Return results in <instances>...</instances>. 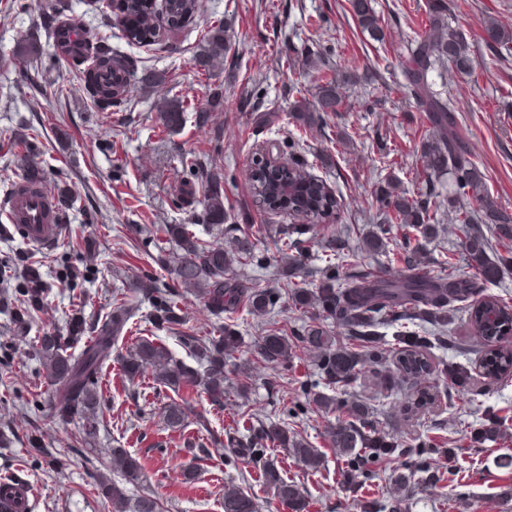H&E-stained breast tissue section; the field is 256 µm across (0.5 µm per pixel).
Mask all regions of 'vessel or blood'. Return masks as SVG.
<instances>
[{
  "label": "vessel or blood",
  "mask_w": 512,
  "mask_h": 512,
  "mask_svg": "<svg viewBox=\"0 0 512 512\" xmlns=\"http://www.w3.org/2000/svg\"><path fill=\"white\" fill-rule=\"evenodd\" d=\"M22 189L14 190L4 215L10 226L21 228L27 240L49 247L60 238L61 225L47 210L48 200L42 191L46 178L39 166H29Z\"/></svg>",
  "instance_id": "b4317fda"
}]
</instances>
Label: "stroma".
Returning a JSON list of instances; mask_svg holds the SVG:
<instances>
[{"label": "stroma", "instance_id": "obj_1", "mask_svg": "<svg viewBox=\"0 0 512 512\" xmlns=\"http://www.w3.org/2000/svg\"><path fill=\"white\" fill-rule=\"evenodd\" d=\"M64 2L67 17L81 23L90 39L107 40L115 57L132 64L133 73L124 95L104 112L86 93L42 96L40 89L48 84L79 86L82 69L56 56L51 33L41 25L46 0H0V168L8 170L0 175V195L34 163L42 167L49 187L68 186L76 198L54 249L18 235H0V262L23 251L52 272L62 258L77 260L78 234L95 240L102 272L82 285L85 318L107 313L116 294L137 307V330L118 342L117 353L149 337L163 342L176 359L191 360L173 333L149 323V304L133 290L129 262L136 254L158 288L173 284L177 248L171 242L155 247L148 225L185 224L211 244L230 238L231 226L254 225L253 248L268 262L241 274L287 291L288 280L275 260L274 229L289 218L255 202L245 171L256 152L270 148L280 159H301L326 182L341 198L342 209L325 235L340 239L357 267L377 273H394L398 266L391 253L372 252L363 244L381 219L376 188L392 182L408 198L428 195L439 203L454 190L450 177L431 181L421 172L426 126L405 87V56L422 29L426 0H371L384 30L380 41L362 32L350 0H202L188 23L149 48L132 44L107 19L101 0ZM448 8L453 26L469 37L476 66L460 75L439 65L428 79L454 102L488 197L512 214V48L500 47L485 34L493 18L512 27V0H448ZM218 21L230 37L228 50L200 66L207 33ZM30 38L38 41V57L23 51ZM286 55L294 59L293 69L281 66L279 59ZM330 74L341 82L342 107L325 115L322 124L300 127L292 118L294 104L316 103L318 88ZM214 96L219 104L208 109L207 125H200L199 112ZM162 100L181 114L174 127L163 124ZM190 159L223 173L226 230L199 222L191 208L179 204L184 163ZM161 251L167 258L163 265L154 261ZM72 294L68 285L54 282L47 310L33 316L31 336L64 328L73 311ZM233 321L244 341L234 364L253 374L246 406L261 420L281 419L286 408L302 400L303 385L318 383L317 369L303 350L283 366L262 362L254 353L260 334L255 319L242 310ZM453 329L457 348L433 350L435 364L474 369L479 355L463 316H456ZM115 373L108 368L109 386L97 391L111 415L100 423L95 445L126 449L141 464L142 478L130 494L160 493L168 498L170 512H224V486L231 482L255 496L258 512H275L272 490L251 480L250 465L225 462L220 453L202 461L184 449L178 433L163 421L172 391L161 389L158 401L148 407L138 397L140 385L121 386ZM430 384L432 403L410 421L403 416L409 388L389 390L364 377L349 389L373 408L382 431L422 433L457 450L463 483L448 482L441 492L412 489L406 512H459L443 508L441 497L462 491L478 512H512V446L469 441L470 429L512 408V379L478 382L454 398L443 380L434 378ZM46 398L37 361L0 365V478L21 473L29 487V512H111L95 488L96 452L78 453L70 446L83 418L53 419ZM335 421L332 414L290 421L299 438L321 451L318 471L305 470L285 449L275 452L287 478L307 497L309 512H360L362 493L347 484L326 436ZM142 434L147 442H139ZM36 439L52 449L56 465L18 471V459L30 453ZM157 441L165 442V450L154 449Z\"/></svg>", "mask_w": 512, "mask_h": 512}]
</instances>
